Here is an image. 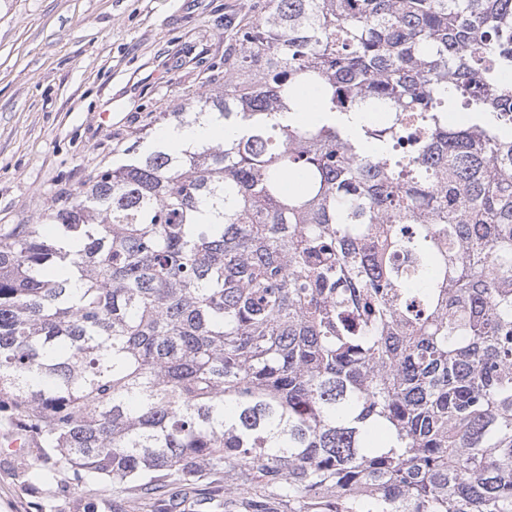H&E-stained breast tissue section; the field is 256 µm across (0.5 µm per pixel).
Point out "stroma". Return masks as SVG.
Instances as JSON below:
<instances>
[{
  "mask_svg": "<svg viewBox=\"0 0 512 512\" xmlns=\"http://www.w3.org/2000/svg\"><path fill=\"white\" fill-rule=\"evenodd\" d=\"M261 0H0V228L38 223L153 115L210 87L228 16ZM0 424V512H83L86 488L25 467Z\"/></svg>",
  "mask_w": 512,
  "mask_h": 512,
  "instance_id": "stroma-1",
  "label": "stroma"
}]
</instances>
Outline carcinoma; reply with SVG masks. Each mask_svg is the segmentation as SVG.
Listing matches in <instances>:
<instances>
[{
  "label": "carcinoma",
  "mask_w": 512,
  "mask_h": 512,
  "mask_svg": "<svg viewBox=\"0 0 512 512\" xmlns=\"http://www.w3.org/2000/svg\"><path fill=\"white\" fill-rule=\"evenodd\" d=\"M224 29L216 88L154 121L230 137L137 133L0 232V421L139 506L512 512V0Z\"/></svg>",
  "instance_id": "1"
}]
</instances>
